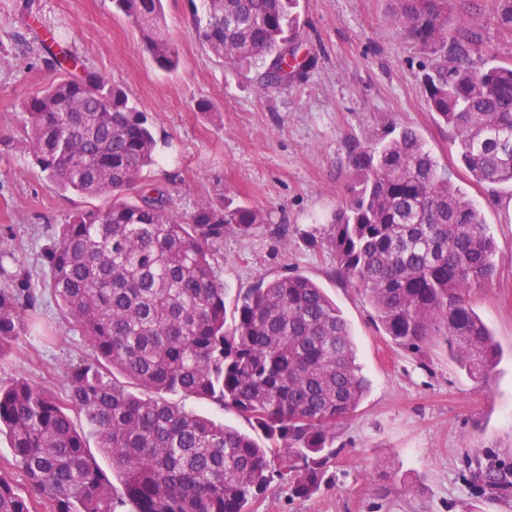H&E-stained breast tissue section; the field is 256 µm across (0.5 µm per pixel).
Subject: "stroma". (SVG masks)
Segmentation results:
<instances>
[{"mask_svg": "<svg viewBox=\"0 0 512 512\" xmlns=\"http://www.w3.org/2000/svg\"><path fill=\"white\" fill-rule=\"evenodd\" d=\"M454 4L456 15L487 38L498 63L512 65V31L495 23L489 0ZM164 8L179 53L170 72L154 64L111 0H0V236L15 247L21 273L42 290L40 322L57 337H20L0 358V385L24 376L61 389L62 367L89 352L43 291V248L69 214L96 201L46 179L22 131V101L59 76L35 38L38 21L144 112L159 151L145 177L170 195L179 216L190 217L219 185L265 213L256 235L224 236L228 297L260 279L298 272L324 288L351 327L369 390L338 429L339 452L319 491L300 498L277 481L255 512H512V492L491 489L478 474L482 464L512 472V186L488 190L460 162L425 105L427 54L389 22L386 0H300L306 65L298 78L266 91L255 73H232L194 38L187 0H165ZM202 103L209 111H199ZM395 125L420 134L494 240L496 275L471 293L503 353L489 377L468 373L441 346L422 357L398 348L376 327L363 294L331 274L326 229L346 197L350 156ZM280 224L287 237L274 235Z\"/></svg>", "mask_w": 512, "mask_h": 512, "instance_id": "obj_1", "label": "stroma"}]
</instances>
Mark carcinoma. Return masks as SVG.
Wrapping results in <instances>:
<instances>
[{
  "label": "carcinoma",
  "mask_w": 512,
  "mask_h": 512,
  "mask_svg": "<svg viewBox=\"0 0 512 512\" xmlns=\"http://www.w3.org/2000/svg\"><path fill=\"white\" fill-rule=\"evenodd\" d=\"M192 35L265 90L287 83L299 47V0H189ZM389 19L427 51L431 112L474 179L512 183V66L474 67L480 33L452 0H389ZM512 29V0H492ZM156 65L179 63L163 35V0H112ZM61 76L21 103L36 165L64 190L107 196L78 210L46 247L45 288L88 342L56 392L25 377L0 387V512H252L275 479L319 491L336 455V427L368 381L349 324L301 274L260 281L226 304L224 233L251 236L265 216L217 188L185 221L144 178L157 163L152 129L126 91L96 72ZM352 179L328 241L335 274L357 288L375 322L414 355L442 345L486 377L500 350L474 311L472 289L496 273L495 246L471 199L411 127L392 128L351 155ZM135 191L138 202L125 199ZM0 237V359L34 321L38 297ZM182 394L255 421L265 442L167 399ZM95 438L92 451L83 427ZM282 451L278 464L271 450ZM108 459L115 486L98 463ZM21 471L23 490L10 478Z\"/></svg>",
  "instance_id": "cac0c4a2"
}]
</instances>
